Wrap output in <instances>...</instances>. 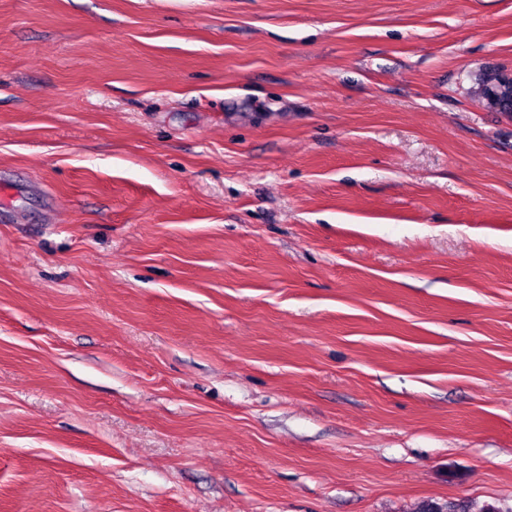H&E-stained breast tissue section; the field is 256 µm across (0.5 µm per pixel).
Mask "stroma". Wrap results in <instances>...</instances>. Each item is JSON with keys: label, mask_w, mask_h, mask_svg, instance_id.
<instances>
[{"label": "stroma", "mask_w": 512, "mask_h": 512, "mask_svg": "<svg viewBox=\"0 0 512 512\" xmlns=\"http://www.w3.org/2000/svg\"><path fill=\"white\" fill-rule=\"evenodd\" d=\"M512 0H0V512H512Z\"/></svg>", "instance_id": "stroma-1"}]
</instances>
